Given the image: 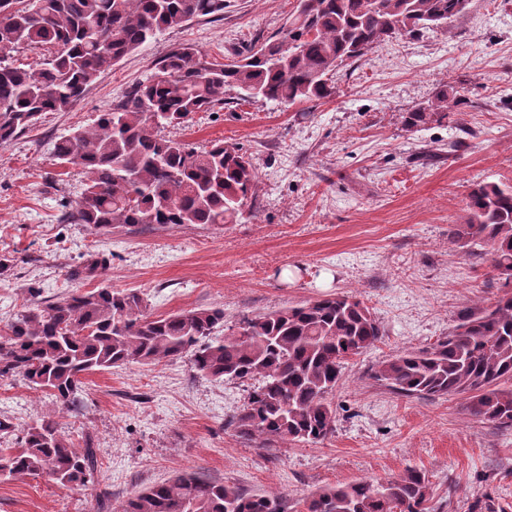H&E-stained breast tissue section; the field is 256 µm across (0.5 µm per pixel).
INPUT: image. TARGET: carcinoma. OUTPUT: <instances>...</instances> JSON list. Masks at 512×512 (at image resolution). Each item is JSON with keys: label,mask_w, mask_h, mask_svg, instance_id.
Returning <instances> with one entry per match:
<instances>
[{"label": "carcinoma", "mask_w": 512, "mask_h": 512, "mask_svg": "<svg viewBox=\"0 0 512 512\" xmlns=\"http://www.w3.org/2000/svg\"><path fill=\"white\" fill-rule=\"evenodd\" d=\"M469 0H298L275 36L226 62L193 47L154 64L97 120L60 139L55 156L87 176L64 220L96 231L118 226L232 224L255 195L257 172L242 148L218 141L198 150L159 135L197 112L241 100L278 105L319 102L335 94L336 72L388 38L446 29ZM224 12V0H0V44L17 53L45 47L36 67L0 59V143L30 130L45 112H66L101 74L159 33ZM471 100L443 84L403 116L410 132L448 118ZM450 240L488 261L501 294L463 312L448 336L401 350L373 378L406 397L460 396L471 418L512 428V184L477 183ZM224 310L149 313L136 291L103 286L55 302L30 300L0 334V381L20 380L49 393L59 413L82 405L83 378L118 365L160 364L191 355L194 371L214 381H259L229 425L246 441L320 444L336 433L331 396L348 359L384 332L363 302L344 295L264 312L224 336ZM0 447V479L48 478L82 487L96 464L87 434L66 433L42 416ZM433 487L411 468L385 482L324 487L305 512H431ZM119 512H288L284 496L252 493L182 472L129 496Z\"/></svg>", "instance_id": "1"}]
</instances>
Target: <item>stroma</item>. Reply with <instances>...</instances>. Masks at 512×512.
<instances>
[{
  "label": "stroma",
  "instance_id": "1",
  "mask_svg": "<svg viewBox=\"0 0 512 512\" xmlns=\"http://www.w3.org/2000/svg\"><path fill=\"white\" fill-rule=\"evenodd\" d=\"M297 0H224L217 17L162 32L103 73L66 112L0 144V329L29 289L49 300L104 284L133 289L153 314L220 307L225 327L327 294L369 306L384 336L349 360L333 394L335 435L321 444L259 448L229 420L251 382H215L187 359L89 373L84 405L64 415L69 433H89L98 466L86 486L48 479L0 480V512H115L121 501L180 472L245 490L284 494L301 512L319 488L385 481L412 467L433 486L435 512L487 503L512 512V429L465 415L458 396L407 398L372 377L379 361L447 336L464 310L493 302L488 263L454 245L468 194L479 182L512 183V0H471L447 29L392 39L336 76L325 102L277 105L226 95L188 127L165 136L198 148H243L258 172L254 197L235 224L115 228L98 232L63 214L86 176L61 163L55 142L93 124L159 57L192 45L220 61L273 36ZM471 106L415 132L402 115L442 84ZM110 257L100 278L77 271ZM46 392L0 383V416L24 425L55 409Z\"/></svg>",
  "mask_w": 512,
  "mask_h": 512
}]
</instances>
